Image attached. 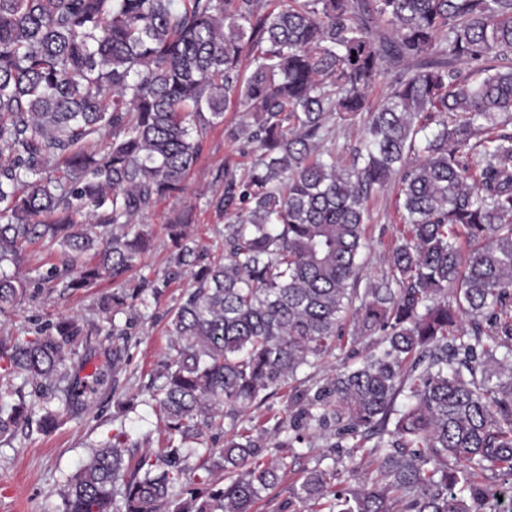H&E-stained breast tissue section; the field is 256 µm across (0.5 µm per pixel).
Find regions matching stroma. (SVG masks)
Wrapping results in <instances>:
<instances>
[{
    "mask_svg": "<svg viewBox=\"0 0 512 512\" xmlns=\"http://www.w3.org/2000/svg\"><path fill=\"white\" fill-rule=\"evenodd\" d=\"M241 119L240 110L225 112L223 124L208 130L203 139L200 157L187 179L186 194L159 202L149 213L146 222L152 228L154 245L128 273L130 284L163 276L170 251L166 224L188 205L195 208L196 221L189 227L193 238L210 259L223 257L224 224L216 220L206 201L220 189L224 173L244 175L253 161L250 150L229 142L224 135L225 126L239 123ZM397 189V183H390L373 193L367 202L369 248L359 273V285H366L368 280L387 270L388 251L399 225ZM56 261V250L35 246L28 250L20 265L0 264L1 270L19 273L30 284L28 295L0 315V336H23L74 313L88 322L101 323L98 302L102 294L112 290V282L105 280L75 293L63 291L42 279L50 264ZM191 285L190 276L173 279L158 298L151 300L145 318L131 331L120 377L112 375V341L104 332L93 333L91 352L77 350L69 366L73 378L85 387L87 408L64 412L63 422L55 430L45 432L34 423L16 436L0 437V512H62L69 478L90 455L94 445L116 427L113 384H120L122 398L131 403L125 417L126 463L136 465L145 449H161L162 426L148 388L170 355L167 314ZM348 350V345H341L326 358L323 366L298 372L288 386L251 410L253 421L263 424L282 415L294 390L311 386L324 372L336 370ZM277 454L288 464L286 474L259 501L257 512H281L302 472L314 467L322 456H335L336 451L328 440L320 439L312 446L303 444L278 449Z\"/></svg>",
    "mask_w": 512,
    "mask_h": 512,
    "instance_id": "1",
    "label": "stroma"
}]
</instances>
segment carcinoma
I'll return each instance as SVG.
<instances>
[{"label": "carcinoma", "instance_id": "1", "mask_svg": "<svg viewBox=\"0 0 512 512\" xmlns=\"http://www.w3.org/2000/svg\"><path fill=\"white\" fill-rule=\"evenodd\" d=\"M392 75L385 96L369 97ZM255 152L207 201L224 260L168 225L164 278L102 297L112 369L129 329L184 273L174 354L150 389L166 446L127 473L125 428L70 478L62 512H255L318 427L353 439L349 465L293 487L306 512H512V0H0V264L60 247L43 280L120 282L152 246L142 217L186 189L207 131ZM361 126L348 167L335 120ZM399 177L388 270L358 292L366 203ZM27 293L0 272V312ZM343 367L293 394L270 429L248 411L333 354ZM77 316L0 340L50 408L84 405L67 356ZM0 404V435L32 421ZM227 425L224 447L209 431ZM203 449L188 464L189 449ZM500 483L492 484L491 479ZM183 487L186 497L174 494Z\"/></svg>", "mask_w": 512, "mask_h": 512}]
</instances>
